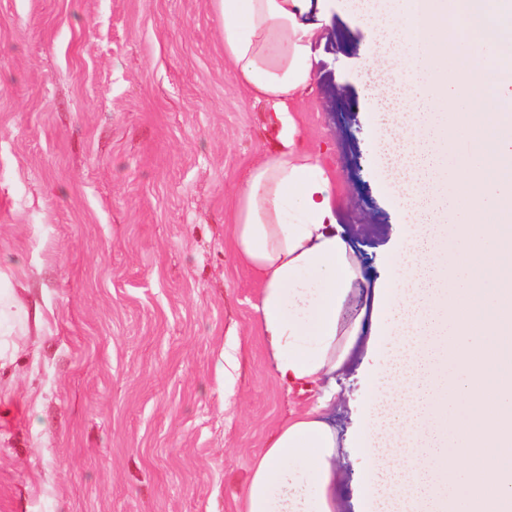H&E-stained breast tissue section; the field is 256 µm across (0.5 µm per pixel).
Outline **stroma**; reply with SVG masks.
<instances>
[{
  "mask_svg": "<svg viewBox=\"0 0 512 512\" xmlns=\"http://www.w3.org/2000/svg\"><path fill=\"white\" fill-rule=\"evenodd\" d=\"M346 4L297 112L371 285L400 226L353 77L374 31ZM277 145L213 0H0V512H241L274 427L315 401L273 375L229 231ZM368 340L328 410L342 433Z\"/></svg>",
  "mask_w": 512,
  "mask_h": 512,
  "instance_id": "1",
  "label": "stroma"
}]
</instances>
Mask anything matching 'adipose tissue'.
I'll return each mask as SVG.
<instances>
[{
	"label": "adipose tissue",
	"mask_w": 512,
	"mask_h": 512,
	"mask_svg": "<svg viewBox=\"0 0 512 512\" xmlns=\"http://www.w3.org/2000/svg\"><path fill=\"white\" fill-rule=\"evenodd\" d=\"M214 2L225 60L278 129L231 216L274 375L301 392L335 379L370 327L351 442L363 512H512V78L490 71L512 57V0H353L376 34L357 75L366 141L402 227L367 318L347 313L363 268L296 111L328 0ZM336 394L276 426L243 512H337L339 434L325 413Z\"/></svg>",
	"instance_id": "adipose-tissue-1"
}]
</instances>
